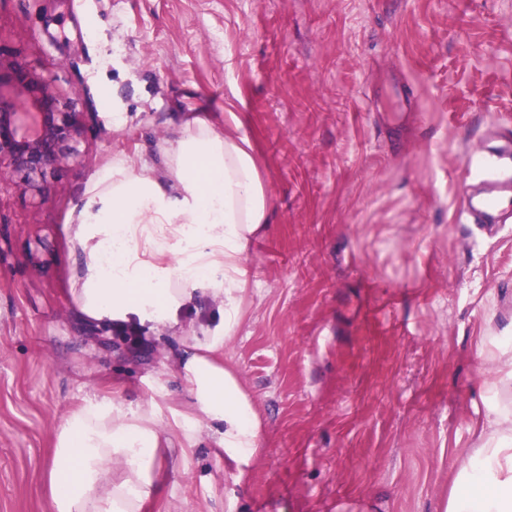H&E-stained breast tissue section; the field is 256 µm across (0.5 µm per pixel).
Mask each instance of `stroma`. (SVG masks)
I'll list each match as a JSON object with an SVG mask.
<instances>
[{
	"mask_svg": "<svg viewBox=\"0 0 512 512\" xmlns=\"http://www.w3.org/2000/svg\"><path fill=\"white\" fill-rule=\"evenodd\" d=\"M0 52L99 119L47 201L0 183V512H50L84 397L175 369L170 339L76 316L68 226L118 157L164 171L189 116L249 136L273 209L224 349L264 446L238 485L203 440L145 512H439L484 407L473 339L512 333V223L459 216L512 128V0H0Z\"/></svg>",
	"mask_w": 512,
	"mask_h": 512,
	"instance_id": "stroma-1",
	"label": "stroma"
}]
</instances>
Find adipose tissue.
<instances>
[{"label": "adipose tissue", "instance_id": "adipose-tissue-1", "mask_svg": "<svg viewBox=\"0 0 512 512\" xmlns=\"http://www.w3.org/2000/svg\"><path fill=\"white\" fill-rule=\"evenodd\" d=\"M156 175L125 155L85 192L74 242L85 256L71 295L82 319L138 321L180 348L172 380L135 403L88 396L61 422L47 473L50 512H143L175 451L210 437L245 480L262 446L263 422L224 348L241 325L244 252L272 222L269 195L247 135L185 122ZM213 300L220 318L199 328L180 320L188 305ZM477 356L492 369L485 413L441 512H512V336L480 338ZM188 411L161 427L159 403L171 385Z\"/></svg>", "mask_w": 512, "mask_h": 512}]
</instances>
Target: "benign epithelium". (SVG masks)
Wrapping results in <instances>:
<instances>
[{"mask_svg": "<svg viewBox=\"0 0 512 512\" xmlns=\"http://www.w3.org/2000/svg\"><path fill=\"white\" fill-rule=\"evenodd\" d=\"M74 98L20 54L0 53V181L17 180L32 197L50 194L49 175L78 159L96 113L73 111Z\"/></svg>", "mask_w": 512, "mask_h": 512, "instance_id": "obj_1", "label": "benign epithelium"}]
</instances>
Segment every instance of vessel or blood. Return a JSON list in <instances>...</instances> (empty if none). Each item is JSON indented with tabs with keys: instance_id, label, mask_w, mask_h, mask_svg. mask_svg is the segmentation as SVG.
Masks as SVG:
<instances>
[{
	"instance_id": "b4317fda",
	"label": "vessel or blood",
	"mask_w": 512,
	"mask_h": 512,
	"mask_svg": "<svg viewBox=\"0 0 512 512\" xmlns=\"http://www.w3.org/2000/svg\"><path fill=\"white\" fill-rule=\"evenodd\" d=\"M490 190L464 197L463 213L475 224L512 222V130L497 133L489 158Z\"/></svg>"
}]
</instances>
